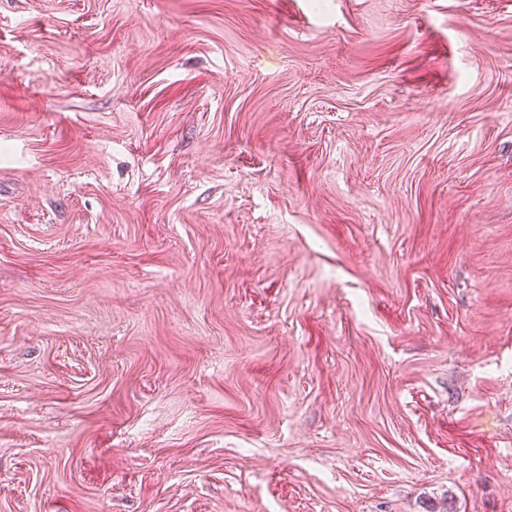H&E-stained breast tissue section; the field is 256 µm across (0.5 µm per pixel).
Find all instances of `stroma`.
<instances>
[{
	"label": "stroma",
	"instance_id": "35a3bbf8",
	"mask_svg": "<svg viewBox=\"0 0 512 512\" xmlns=\"http://www.w3.org/2000/svg\"><path fill=\"white\" fill-rule=\"evenodd\" d=\"M0 512H512V0H0Z\"/></svg>",
	"mask_w": 512,
	"mask_h": 512
}]
</instances>
